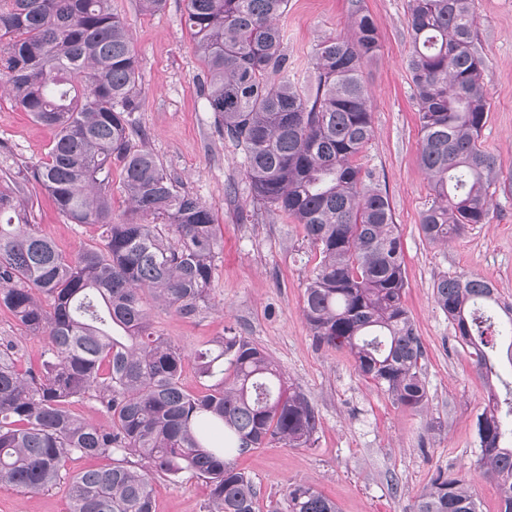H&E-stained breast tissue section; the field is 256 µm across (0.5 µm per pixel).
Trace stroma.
Wrapping results in <instances>:
<instances>
[{
  "mask_svg": "<svg viewBox=\"0 0 512 512\" xmlns=\"http://www.w3.org/2000/svg\"><path fill=\"white\" fill-rule=\"evenodd\" d=\"M408 0H362L380 38L377 58L363 69L372 92L374 135L361 154L389 195L405 254V304L425 354L420 362L428 405L421 412L394 404L361 377L347 353L318 344L303 315V295L315 251L289 218L255 213L240 153L220 136L200 96L203 66L185 25L187 0H167L157 13L139 0H111L129 27L139 64L142 106L135 123L167 172L211 205L224 232V250L211 285L212 307L199 318L180 317L149 303L153 328L186 354L232 330L248 337L281 367L320 421L309 448L278 445L238 459L260 490L259 512L283 502L289 484L306 481L335 502L338 512H411L420 491L437 473L470 480L482 512H498L497 485L480 476L476 420L488 388L434 301L443 275L491 281L512 302V0H473L476 46L484 58L488 118L483 148L497 159L489 221L448 245L430 244L420 219L431 200L430 182L418 162L420 132L407 60L412 42ZM350 0H289L282 19L288 76L304 81L313 48L350 32ZM54 128L32 119L0 88V192L15 189L20 164L44 158ZM23 198L32 223L65 254L90 242L95 229L71 223L37 184ZM13 341L22 366H36L47 342L24 336L0 311V343ZM209 489L193 479L154 481L156 512H205ZM66 485L34 493L0 487V512H67Z\"/></svg>",
  "mask_w": 512,
  "mask_h": 512,
  "instance_id": "obj_1",
  "label": "stroma"
}]
</instances>
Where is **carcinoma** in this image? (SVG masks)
I'll use <instances>...</instances> for the list:
<instances>
[{"label":"carcinoma","mask_w":512,"mask_h":512,"mask_svg":"<svg viewBox=\"0 0 512 512\" xmlns=\"http://www.w3.org/2000/svg\"><path fill=\"white\" fill-rule=\"evenodd\" d=\"M287 12L288 0H187L202 96L242 156L252 202L292 219L318 251L303 300L316 341L346 351L395 404L421 411L424 348L404 304L402 237L387 193L358 163L373 137L362 68L379 52L375 24L351 0L352 34L319 43L300 86L288 78ZM408 27L419 163L432 191L420 229L445 245L488 221L496 178L480 143L487 99L472 0H408ZM138 79L129 28L110 0H0V85L56 129L16 192H0V309L48 339L36 369L0 344V485L38 492L65 479L69 512H156L155 478L198 479L210 488L206 512H258L260 491L235 459L273 443L310 448L320 422L247 337L229 329L194 352V392L182 382L184 350L152 329L145 294L183 318L209 308L224 241L212 208L133 143ZM114 165L129 204L119 222ZM32 181L71 223L96 228L92 242L66 256L29 222L20 193ZM434 299L481 376L500 379L496 338L508 341L512 365V303L472 276L439 277ZM502 386L477 418V465L499 487V512H512V382ZM85 398L111 428L72 413ZM75 456L112 465L70 475ZM285 500L287 512H337L308 482ZM412 512L481 509L465 479L440 472Z\"/></svg>","instance_id":"1"}]
</instances>
